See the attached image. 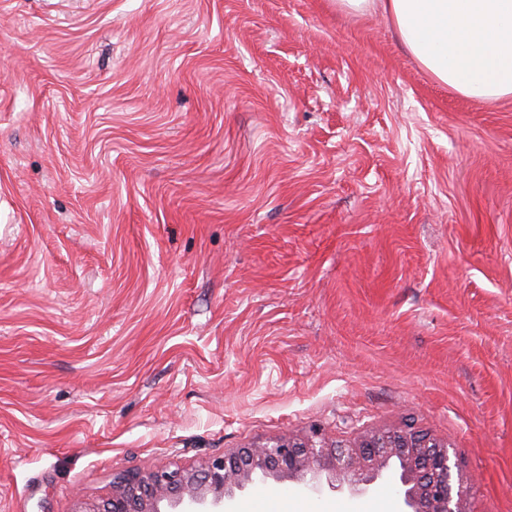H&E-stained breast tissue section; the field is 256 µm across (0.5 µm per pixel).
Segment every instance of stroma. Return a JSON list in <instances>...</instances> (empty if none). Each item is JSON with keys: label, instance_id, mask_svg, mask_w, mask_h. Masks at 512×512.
Listing matches in <instances>:
<instances>
[{"label": "stroma", "instance_id": "1", "mask_svg": "<svg viewBox=\"0 0 512 512\" xmlns=\"http://www.w3.org/2000/svg\"><path fill=\"white\" fill-rule=\"evenodd\" d=\"M406 425L512 512V97L334 0H0V512Z\"/></svg>", "mask_w": 512, "mask_h": 512}]
</instances>
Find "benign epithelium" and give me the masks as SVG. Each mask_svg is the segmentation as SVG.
Instances as JSON below:
<instances>
[{
	"label": "benign epithelium",
	"instance_id": "1",
	"mask_svg": "<svg viewBox=\"0 0 512 512\" xmlns=\"http://www.w3.org/2000/svg\"><path fill=\"white\" fill-rule=\"evenodd\" d=\"M394 467L401 512H468L471 487L446 445L411 427L337 441L313 433L210 457L196 469L158 468L113 477L75 512H227L256 480L298 481L308 490L361 495Z\"/></svg>",
	"mask_w": 512,
	"mask_h": 512
}]
</instances>
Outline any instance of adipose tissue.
<instances>
[{
	"label": "adipose tissue",
	"mask_w": 512,
	"mask_h": 512,
	"mask_svg": "<svg viewBox=\"0 0 512 512\" xmlns=\"http://www.w3.org/2000/svg\"><path fill=\"white\" fill-rule=\"evenodd\" d=\"M376 5L440 83L467 97L512 95V0H336L347 12Z\"/></svg>",
	"instance_id": "adipose-tissue-1"
}]
</instances>
